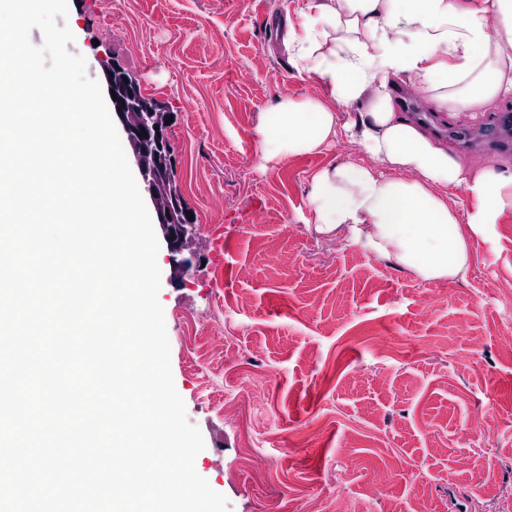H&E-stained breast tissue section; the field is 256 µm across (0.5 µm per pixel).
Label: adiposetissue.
I'll return each mask as SVG.
<instances>
[{
    "label": "adipose tissue",
    "instance_id": "ef3b65f1",
    "mask_svg": "<svg viewBox=\"0 0 512 512\" xmlns=\"http://www.w3.org/2000/svg\"><path fill=\"white\" fill-rule=\"evenodd\" d=\"M288 62L323 95L278 97L262 113L264 161L339 139L359 156L314 170V230L424 281L465 279L470 237L512 212V165L464 163L397 112L394 91L454 115L512 100V0H310L274 23Z\"/></svg>",
    "mask_w": 512,
    "mask_h": 512
}]
</instances>
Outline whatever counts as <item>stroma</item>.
Returning a JSON list of instances; mask_svg holds the SVG:
<instances>
[{
  "mask_svg": "<svg viewBox=\"0 0 512 512\" xmlns=\"http://www.w3.org/2000/svg\"><path fill=\"white\" fill-rule=\"evenodd\" d=\"M69 50L104 81L101 58L138 81L169 119L174 179L194 215L202 263L171 283L158 255L173 381L205 447L195 469L230 512H296L342 497L346 512H411L425 462L432 512L474 498L512 512V356L499 341L512 307V212L474 238L466 279L422 281L306 225L309 174L356 156L340 141L281 163L261 159L262 112L321 87L276 48L273 20L309 0H67ZM446 120L449 149L486 160ZM238 415L224 414L225 391ZM482 419L484 435L468 434ZM250 432L255 447L240 445Z\"/></svg>",
  "mask_w": 512,
  "mask_h": 512,
  "instance_id": "stroma-1",
  "label": "stroma"
}]
</instances>
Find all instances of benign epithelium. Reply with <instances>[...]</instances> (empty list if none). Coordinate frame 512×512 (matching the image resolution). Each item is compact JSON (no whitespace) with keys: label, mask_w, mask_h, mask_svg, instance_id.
<instances>
[{"label":"benign epithelium","mask_w":512,"mask_h":512,"mask_svg":"<svg viewBox=\"0 0 512 512\" xmlns=\"http://www.w3.org/2000/svg\"><path fill=\"white\" fill-rule=\"evenodd\" d=\"M108 90L116 92L111 100L112 112L123 126L132 147L133 159L141 176L142 186L149 196L158 224L167 243V262L175 275L182 277L194 266L197 257L190 248L192 221L181 190L173 175L172 149L168 140L164 113L154 107L142 112L140 85L124 76L115 77L112 69L105 70Z\"/></svg>","instance_id":"1"}]
</instances>
